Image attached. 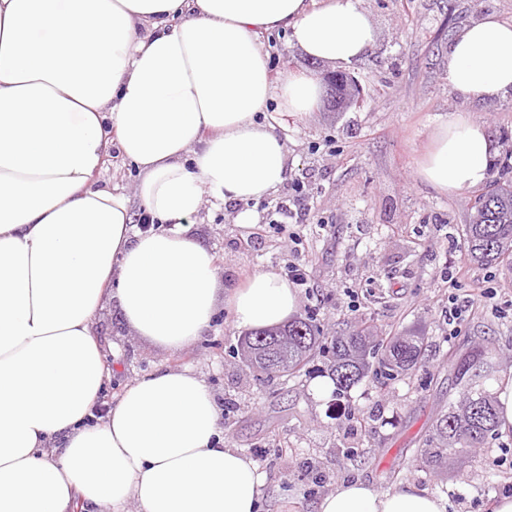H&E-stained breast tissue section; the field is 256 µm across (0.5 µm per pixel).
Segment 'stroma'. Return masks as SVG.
I'll return each mask as SVG.
<instances>
[{
	"instance_id": "obj_1",
	"label": "stroma",
	"mask_w": 512,
	"mask_h": 512,
	"mask_svg": "<svg viewBox=\"0 0 512 512\" xmlns=\"http://www.w3.org/2000/svg\"><path fill=\"white\" fill-rule=\"evenodd\" d=\"M364 6L379 39L345 69L358 80L362 102L274 126L288 146L289 171L309 174L314 223L271 227L269 196L205 206L188 225L216 256L222 290L257 270L306 265L299 315L316 312L328 336L361 323L382 337L417 330L427 338L423 368L383 384L362 382L346 399L318 398L311 386L329 378L328 354H314L305 375L288 384H269L238 358L244 332L227 311H218L196 343L169 352L135 336L111 299L94 326L112 370L105 397L116 398L144 373L192 368L215 397L225 443L266 476L262 512H316L324 495L357 479L380 492L413 485L447 498L448 512H488L501 488L512 485V433L497 434L442 477L422 468L420 450L439 413L463 397L453 352L478 343L500 371L512 369V263L470 261L462 249L470 192H436L419 180L416 160L437 118L456 112L486 124L501 148L512 147V97L472 102L446 79L454 35L486 14L512 24V0H364ZM265 45L274 72L330 71L308 61L286 32L267 35ZM245 211L268 227L261 248L242 244L250 227L236 217ZM452 280L461 296L477 300L455 337L443 319ZM489 286L496 297L479 300Z\"/></svg>"
}]
</instances>
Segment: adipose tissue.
<instances>
[{
    "label": "adipose tissue",
    "mask_w": 512,
    "mask_h": 512,
    "mask_svg": "<svg viewBox=\"0 0 512 512\" xmlns=\"http://www.w3.org/2000/svg\"><path fill=\"white\" fill-rule=\"evenodd\" d=\"M309 60L349 65L375 45L363 0H0V512H260L265 476L221 441L188 368L127 384L86 425L110 379L93 330L106 297L169 350L194 344L218 303L239 327L284 324L295 288L258 270L219 295L214 255L185 222L205 204L276 191L288 148L269 102L316 110L319 80L274 76L276 31ZM448 84L473 101L512 94V25L495 15L448 45ZM138 170L158 222L132 233L130 201L99 185L112 151ZM496 143L464 113L440 119L417 175L442 194L482 186ZM406 486L344 482L317 512H447Z\"/></svg>",
    "instance_id": "adipose-tissue-1"
}]
</instances>
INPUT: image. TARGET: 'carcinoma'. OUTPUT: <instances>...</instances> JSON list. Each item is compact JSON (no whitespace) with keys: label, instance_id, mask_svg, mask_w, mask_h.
Segmentation results:
<instances>
[{"label":"carcinoma","instance_id":"cac0c4a2","mask_svg":"<svg viewBox=\"0 0 512 512\" xmlns=\"http://www.w3.org/2000/svg\"><path fill=\"white\" fill-rule=\"evenodd\" d=\"M470 260L492 265L512 255V184L491 181L474 196L469 224L465 227ZM243 359L267 380L298 376L318 350L330 353V371L336 381V396L344 397L368 376L393 379L417 370L426 350L424 336H388L373 339L367 327H357L344 336L321 334L316 314L288 322L277 329L257 330L240 342ZM495 364L482 350L459 355L456 379L464 383L461 407L448 403L432 435L421 449L423 463L435 471L451 464L496 436L498 420L492 397L480 380Z\"/></svg>","mask_w":512,"mask_h":512}]
</instances>
